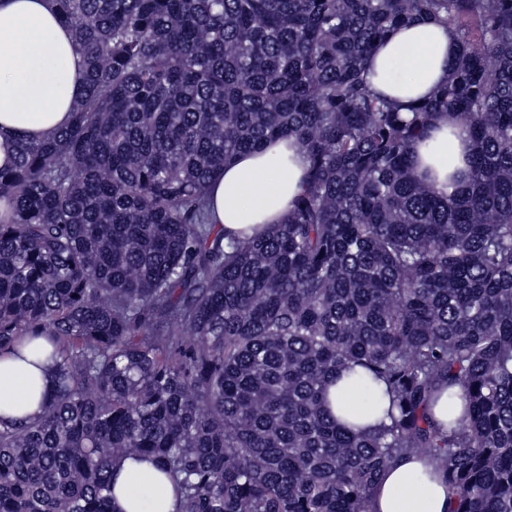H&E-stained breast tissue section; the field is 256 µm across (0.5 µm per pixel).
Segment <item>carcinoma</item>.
Segmentation results:
<instances>
[{"label": "carcinoma", "mask_w": 512, "mask_h": 512, "mask_svg": "<svg viewBox=\"0 0 512 512\" xmlns=\"http://www.w3.org/2000/svg\"><path fill=\"white\" fill-rule=\"evenodd\" d=\"M52 2L83 89L0 169V355L44 339L56 386L0 420V512H112L124 458L176 512H368L402 454L450 512H512V0ZM424 18L458 53L404 117L367 60ZM436 112L474 140L448 193L409 159ZM281 138L309 159L286 220L211 223L224 164ZM356 369L392 400L372 432L327 402Z\"/></svg>", "instance_id": "carcinoma-1"}]
</instances>
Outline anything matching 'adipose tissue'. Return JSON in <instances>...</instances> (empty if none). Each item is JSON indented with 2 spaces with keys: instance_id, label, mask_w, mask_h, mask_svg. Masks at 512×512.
I'll list each match as a JSON object with an SVG mask.
<instances>
[{
  "instance_id": "obj_1",
  "label": "adipose tissue",
  "mask_w": 512,
  "mask_h": 512,
  "mask_svg": "<svg viewBox=\"0 0 512 512\" xmlns=\"http://www.w3.org/2000/svg\"><path fill=\"white\" fill-rule=\"evenodd\" d=\"M457 53L449 25L416 20L376 43L368 60L370 88L402 104L428 100L443 85ZM83 85V65L69 29L51 0H0V167L10 166L17 139L41 140L68 125ZM473 139L448 114L433 120L430 138L413 146L416 172L430 171L436 188L448 187L449 170H465ZM308 157L291 139L238 155L209 188L214 223L243 236L282 223L301 190ZM55 383L51 360L29 349L0 356V419L22 420L41 411L40 396ZM352 425L373 429L389 423L391 399L383 382H338ZM148 461L123 460L115 468L114 512H175L169 479H154ZM446 474L436 462L405 454L374 488L369 512H449Z\"/></svg>"
}]
</instances>
